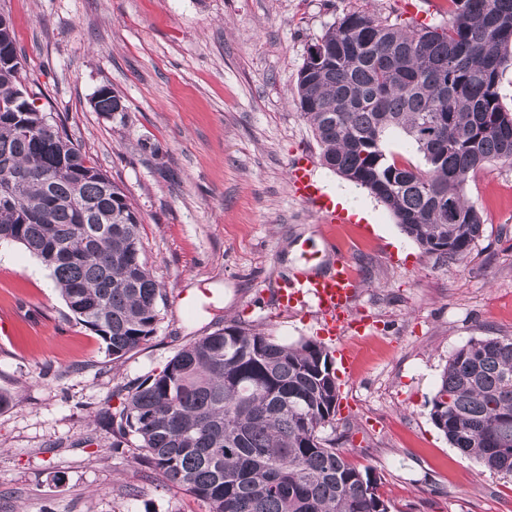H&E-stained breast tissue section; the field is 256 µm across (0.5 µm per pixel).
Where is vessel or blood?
Instances as JSON below:
<instances>
[{
	"instance_id": "1",
	"label": "vessel or blood",
	"mask_w": 512,
	"mask_h": 512,
	"mask_svg": "<svg viewBox=\"0 0 512 512\" xmlns=\"http://www.w3.org/2000/svg\"><path fill=\"white\" fill-rule=\"evenodd\" d=\"M290 180L295 196L314 206L322 223H351V215L336 206L325 186L315 178L309 159L301 158L292 163ZM328 244L336 253L330 267H323L316 253L301 252L296 269L280 279L276 295L281 309L299 306L317 313L322 334L335 342L344 372L349 375L353 372L355 357L340 342L339 335L349 325L348 310L357 296L359 280L349 259L341 253L337 237H329Z\"/></svg>"
}]
</instances>
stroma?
<instances>
[{
  "label": "stroma",
  "mask_w": 512,
  "mask_h": 512,
  "mask_svg": "<svg viewBox=\"0 0 512 512\" xmlns=\"http://www.w3.org/2000/svg\"><path fill=\"white\" fill-rule=\"evenodd\" d=\"M425 0H0L42 112L125 192L142 220L143 258L165 298L150 340L115 361L78 323L49 268L0 243V512H207L128 455H106L99 420L114 393L159 372L193 339L233 320L280 341L319 339L309 309L282 310L275 278L300 244L324 250L315 210L294 197L291 161L321 149L298 105L309 46L349 11L400 27ZM113 88L124 120L95 112ZM370 217L346 225L360 279L345 330L353 377L337 375L324 435L370 468L389 512H512V478L463 457L430 411L449 355L473 338L512 336V164L487 165L465 193L483 214L470 255L426 254L367 190Z\"/></svg>",
  "instance_id": "stroma-1"
}]
</instances>
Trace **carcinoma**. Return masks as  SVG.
Instances as JSON below:
<instances>
[{
  "label": "carcinoma",
  "mask_w": 512,
  "mask_h": 512,
  "mask_svg": "<svg viewBox=\"0 0 512 512\" xmlns=\"http://www.w3.org/2000/svg\"><path fill=\"white\" fill-rule=\"evenodd\" d=\"M10 16L0 12V242L53 274L76 320L118 361L155 333L164 294L142 258L139 212L123 190L25 97ZM512 0H448L445 25L401 28L344 14L297 74L323 164L366 189L427 254L466 258L483 234L465 199L472 174L512 163ZM97 112L125 111L108 86ZM405 136L423 165L387 147ZM338 386L321 343L280 342L242 321L194 339L127 388L112 450L183 488L207 512H389L377 479L323 437ZM431 419L467 458L512 476V336L472 338L449 357Z\"/></svg>",
  "instance_id": "carcinoma-1"
}]
</instances>
